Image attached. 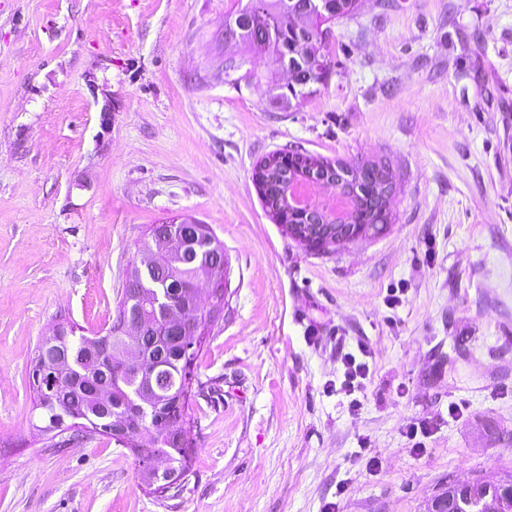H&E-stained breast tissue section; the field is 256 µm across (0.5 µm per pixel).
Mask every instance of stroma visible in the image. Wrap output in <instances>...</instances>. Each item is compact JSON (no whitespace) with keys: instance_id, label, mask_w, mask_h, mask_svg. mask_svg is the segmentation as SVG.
<instances>
[{"instance_id":"obj_1","label":"stroma","mask_w":512,"mask_h":512,"mask_svg":"<svg viewBox=\"0 0 512 512\" xmlns=\"http://www.w3.org/2000/svg\"><path fill=\"white\" fill-rule=\"evenodd\" d=\"M238 7L0 0V512H422L512 469V0H365L297 107L271 52L225 77ZM294 148L386 164V227L291 238L253 174ZM187 218L223 242L227 292L190 472L160 497L131 448L41 435L31 373L58 323L105 333L138 241ZM348 353L370 368L352 393Z\"/></svg>"}]
</instances>
